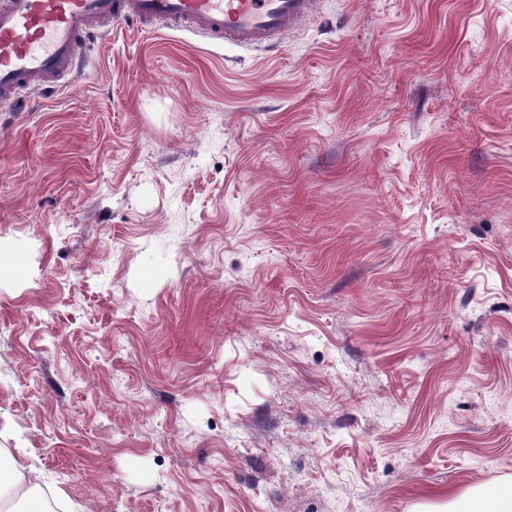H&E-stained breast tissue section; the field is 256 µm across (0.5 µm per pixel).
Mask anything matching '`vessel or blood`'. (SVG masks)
<instances>
[{"label": "vessel or blood", "instance_id": "obj_1", "mask_svg": "<svg viewBox=\"0 0 512 512\" xmlns=\"http://www.w3.org/2000/svg\"><path fill=\"white\" fill-rule=\"evenodd\" d=\"M319 0H0V106L65 82L114 23L253 49L312 19Z\"/></svg>", "mask_w": 512, "mask_h": 512}]
</instances>
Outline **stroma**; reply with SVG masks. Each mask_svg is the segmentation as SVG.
<instances>
[{"instance_id":"35a3bbf8","label":"stroma","mask_w":512,"mask_h":512,"mask_svg":"<svg viewBox=\"0 0 512 512\" xmlns=\"http://www.w3.org/2000/svg\"><path fill=\"white\" fill-rule=\"evenodd\" d=\"M0 448L67 512L512 480V0L112 25L0 119Z\"/></svg>"}]
</instances>
